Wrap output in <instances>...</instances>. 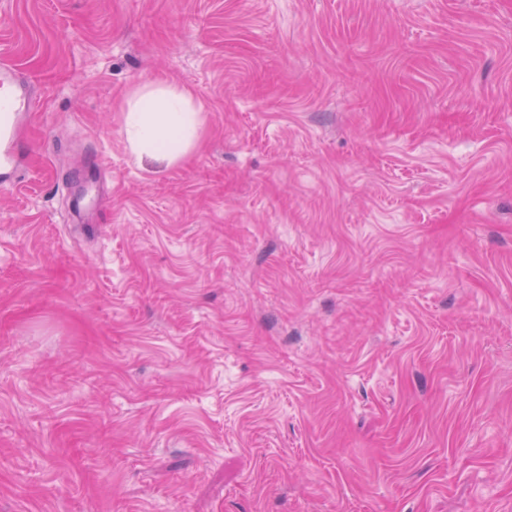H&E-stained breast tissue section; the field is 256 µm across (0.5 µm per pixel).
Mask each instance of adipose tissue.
Wrapping results in <instances>:
<instances>
[{
    "label": "adipose tissue",
    "instance_id": "1",
    "mask_svg": "<svg viewBox=\"0 0 512 512\" xmlns=\"http://www.w3.org/2000/svg\"><path fill=\"white\" fill-rule=\"evenodd\" d=\"M201 108L184 84H151L127 102L124 131L131 150L180 162L195 146L201 131Z\"/></svg>",
    "mask_w": 512,
    "mask_h": 512
}]
</instances>
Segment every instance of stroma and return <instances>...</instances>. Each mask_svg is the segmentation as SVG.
Returning a JSON list of instances; mask_svg holds the SVG:
<instances>
[{
  "mask_svg": "<svg viewBox=\"0 0 512 512\" xmlns=\"http://www.w3.org/2000/svg\"><path fill=\"white\" fill-rule=\"evenodd\" d=\"M0 54V512H512V0H0ZM26 77L2 60L0 64V167L10 169L15 165L12 152L16 125L22 112H30L37 99L24 90ZM124 112L127 142L139 156L179 163L199 138L202 108L187 85H147L132 94Z\"/></svg>",
  "mask_w": 512,
  "mask_h": 512,
  "instance_id": "35a3bbf8",
  "label": "stroma"
}]
</instances>
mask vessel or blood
<instances>
[{"mask_svg":"<svg viewBox=\"0 0 512 512\" xmlns=\"http://www.w3.org/2000/svg\"><path fill=\"white\" fill-rule=\"evenodd\" d=\"M26 78L8 62L0 63V167L10 169L15 165L12 152L16 125L21 113L30 111L36 98L24 90Z\"/></svg>","mask_w":512,"mask_h":512,"instance_id":"obj_1","label":"vessel or blood"}]
</instances>
